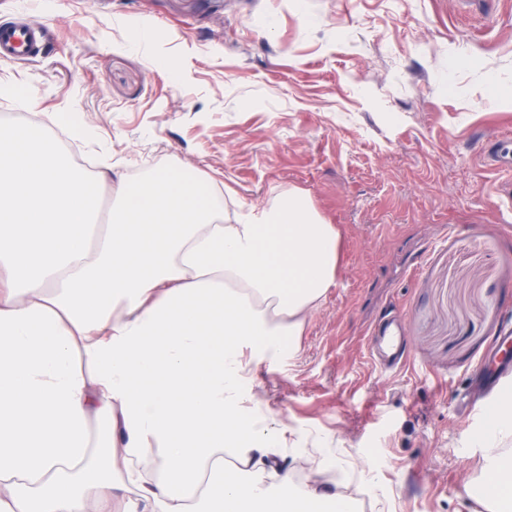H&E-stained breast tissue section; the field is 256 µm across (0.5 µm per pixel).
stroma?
I'll return each mask as SVG.
<instances>
[{
	"label": "stroma",
	"instance_id": "stroma-1",
	"mask_svg": "<svg viewBox=\"0 0 512 512\" xmlns=\"http://www.w3.org/2000/svg\"><path fill=\"white\" fill-rule=\"evenodd\" d=\"M49 24L0 56V112L52 135L73 114L111 203L133 171L228 187L224 208L308 195L340 231L336 285L298 355L248 387L341 459L375 512H486L468 497L512 437L488 439L474 369L512 330V0H0V29ZM47 33L32 25H22L0 31V54L9 57L37 55L43 46Z\"/></svg>",
	"mask_w": 512,
	"mask_h": 512
}]
</instances>
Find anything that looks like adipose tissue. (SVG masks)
<instances>
[{"label": "adipose tissue", "mask_w": 512, "mask_h": 512, "mask_svg": "<svg viewBox=\"0 0 512 512\" xmlns=\"http://www.w3.org/2000/svg\"><path fill=\"white\" fill-rule=\"evenodd\" d=\"M106 181L0 125V512H350L242 412L335 286L336 225L295 191L226 218L170 173L105 212Z\"/></svg>", "instance_id": "ef3b65f1"}]
</instances>
